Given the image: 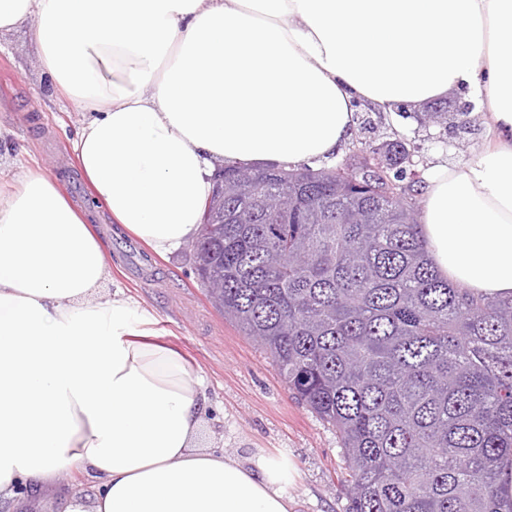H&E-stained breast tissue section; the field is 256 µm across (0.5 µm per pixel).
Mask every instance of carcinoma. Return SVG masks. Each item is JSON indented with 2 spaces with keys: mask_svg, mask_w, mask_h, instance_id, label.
Listing matches in <instances>:
<instances>
[{
  "mask_svg": "<svg viewBox=\"0 0 512 512\" xmlns=\"http://www.w3.org/2000/svg\"><path fill=\"white\" fill-rule=\"evenodd\" d=\"M193 262L336 428L348 512H503L512 298H475L429 262L411 188L361 165L226 166Z\"/></svg>",
  "mask_w": 512,
  "mask_h": 512,
  "instance_id": "1",
  "label": "carcinoma"
}]
</instances>
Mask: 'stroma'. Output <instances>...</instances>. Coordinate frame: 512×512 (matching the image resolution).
Returning a JSON list of instances; mask_svg holds the SVG:
<instances>
[{"label": "stroma", "instance_id": "obj_1", "mask_svg": "<svg viewBox=\"0 0 512 512\" xmlns=\"http://www.w3.org/2000/svg\"><path fill=\"white\" fill-rule=\"evenodd\" d=\"M31 25L0 35V182L16 186L28 169H41L65 195L85 185L72 143L89 113L79 111L46 72L31 36ZM448 110L442 124L423 121L422 111L384 112L360 105L358 126L328 165L358 162L366 151L398 140L410 159L402 163L406 181H423L432 164L467 160L483 140L481 116L463 97L439 99ZM88 214L103 243L110 275L101 297L128 299L151 332L173 345L205 380V428L201 444L248 458L257 450L291 461L297 479L290 493L295 512H346L348 472L339 437L303 405L282 381L269 354L215 306L200 285L190 260V245L159 257L113 224L104 208L84 193L74 202ZM93 494L90 476L66 471L40 494L19 488L16 498L0 499V512H60L62 491Z\"/></svg>", "mask_w": 512, "mask_h": 512}]
</instances>
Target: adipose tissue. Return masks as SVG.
<instances>
[{
  "label": "adipose tissue",
  "mask_w": 512,
  "mask_h": 512,
  "mask_svg": "<svg viewBox=\"0 0 512 512\" xmlns=\"http://www.w3.org/2000/svg\"><path fill=\"white\" fill-rule=\"evenodd\" d=\"M35 20L43 65L93 111L73 144L96 202L155 254L198 234L221 160L295 167L382 111L457 93L484 143L425 177L435 266L512 295V0H0ZM106 252L41 171L0 190V496L79 470L63 512H294L293 464L199 443L201 381L100 298Z\"/></svg>",
  "instance_id": "ef3b65f1"
}]
</instances>
